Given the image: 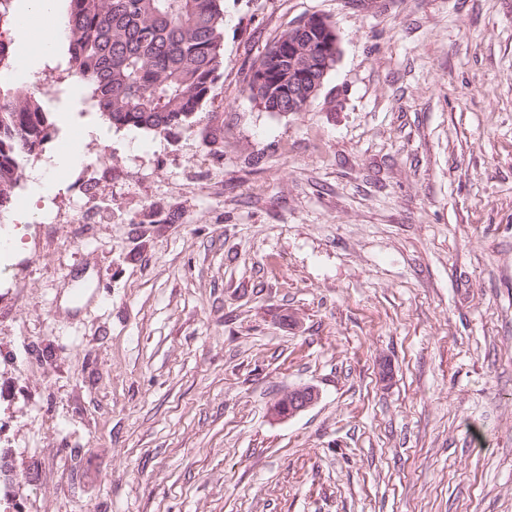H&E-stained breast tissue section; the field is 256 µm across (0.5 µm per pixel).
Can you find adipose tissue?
Here are the masks:
<instances>
[{
	"label": "adipose tissue",
	"mask_w": 512,
	"mask_h": 512,
	"mask_svg": "<svg viewBox=\"0 0 512 512\" xmlns=\"http://www.w3.org/2000/svg\"><path fill=\"white\" fill-rule=\"evenodd\" d=\"M59 0H25V21L29 33L40 35L41 44L34 53L18 57L16 72L25 75L44 59L52 57L66 36L64 21L59 12ZM86 160L82 140L68 144L51 154L40 168L30 175L32 198H39L48 184L59 180L71 169Z\"/></svg>",
	"instance_id": "1"
}]
</instances>
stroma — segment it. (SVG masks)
I'll use <instances>...</instances> for the list:
<instances>
[{"label":"stroma","instance_id":"stroma-1","mask_svg":"<svg viewBox=\"0 0 512 512\" xmlns=\"http://www.w3.org/2000/svg\"><path fill=\"white\" fill-rule=\"evenodd\" d=\"M313 14L340 57L305 111H265L252 68ZM224 16L198 124L45 97L0 211V235L40 212L0 257V512H512V0ZM301 384L318 402L275 418ZM86 159L82 140H75L51 154L40 168L30 174L32 199H38L49 183H58L69 170L81 165Z\"/></svg>","mask_w":512,"mask_h":512}]
</instances>
